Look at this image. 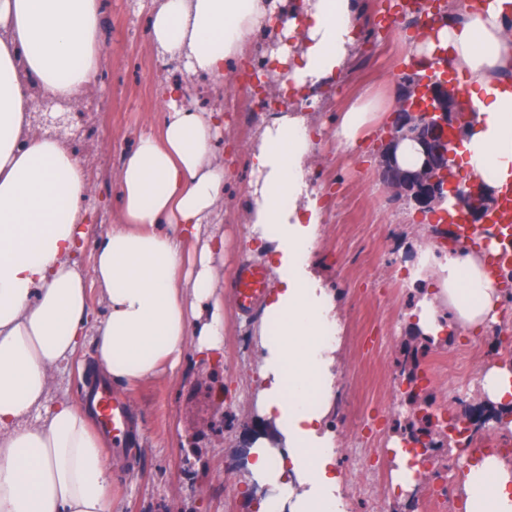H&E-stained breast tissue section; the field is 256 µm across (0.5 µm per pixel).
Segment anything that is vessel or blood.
<instances>
[{"mask_svg": "<svg viewBox=\"0 0 512 512\" xmlns=\"http://www.w3.org/2000/svg\"><path fill=\"white\" fill-rule=\"evenodd\" d=\"M448 235L462 250L483 252L492 275L512 268V183L503 188L497 209L488 215L486 223L453 224L448 228ZM228 286L236 305L245 312L251 311L266 291L262 269L250 263L237 268ZM92 405L113 441L122 442L130 420L126 400L104 386L95 390Z\"/></svg>", "mask_w": 512, "mask_h": 512, "instance_id": "vessel-or-blood-1", "label": "vessel or blood"}]
</instances>
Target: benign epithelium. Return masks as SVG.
<instances>
[{
	"instance_id": "1",
	"label": "benign epithelium",
	"mask_w": 512,
	"mask_h": 512,
	"mask_svg": "<svg viewBox=\"0 0 512 512\" xmlns=\"http://www.w3.org/2000/svg\"><path fill=\"white\" fill-rule=\"evenodd\" d=\"M405 84L413 87V80L408 77ZM459 112L458 90L442 82L413 87L410 94L398 100L381 168L392 166L391 150L402 135L420 144L423 161L418 169L399 170L395 178L387 181L394 198H404L422 211L434 208L441 197V185L448 179L449 147L460 135ZM459 201L471 224L483 221L492 203L483 188L461 194Z\"/></svg>"
}]
</instances>
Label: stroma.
<instances>
[{
	"instance_id": "stroma-1",
	"label": "stroma",
	"mask_w": 512,
	"mask_h": 512,
	"mask_svg": "<svg viewBox=\"0 0 512 512\" xmlns=\"http://www.w3.org/2000/svg\"><path fill=\"white\" fill-rule=\"evenodd\" d=\"M105 45L90 95L92 106L68 108L55 135L72 148L92 193L89 233L74 258L89 269L97 240L120 223L117 175L136 137L158 128L159 88L173 80L190 88L191 106L223 112L226 127L216 159L230 175L212 218L224 236L214 261L221 283L239 264L258 263L247 240L245 203L252 179L250 149L267 113L256 106L239 74L222 83L173 70L158 57L148 30L144 0H103ZM358 49L345 74L315 91L311 114L314 151L307 177L323 201V221L313 249L316 270L339 299L338 392L328 416L336 439V471L345 512H436L431 487L419 477L395 481L392 437L425 432V414L451 407L461 377L481 383L486 355L497 347L489 330L469 333L449 325L448 341L416 342L407 323L416 300L409 283L424 259V232L436 213L421 214L391 200L380 174V152L403 78L416 75L407 46L422 20L442 21L448 0L423 13H398L394 0H363ZM375 101L377 114L355 148L336 145L340 115L358 98ZM261 313L246 316L224 298V347L203 361L185 357L191 374H165L123 388L136 425L124 456L112 460V512H248L239 475L242 450L259 419L256 406L255 327ZM469 351L467 369L457 362ZM92 345H85L54 378L56 398L82 405L94 381Z\"/></svg>"
}]
</instances>
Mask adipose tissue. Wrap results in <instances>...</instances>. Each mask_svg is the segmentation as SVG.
<instances>
[{
	"label": "adipose tissue",
	"mask_w": 512,
	"mask_h": 512,
	"mask_svg": "<svg viewBox=\"0 0 512 512\" xmlns=\"http://www.w3.org/2000/svg\"><path fill=\"white\" fill-rule=\"evenodd\" d=\"M360 0H153L157 52L193 74L223 77L277 29L263 55L281 85L337 79L357 46ZM102 0H0V512H112L105 440L85 409L50 396L52 378L85 340L104 378L133 386L177 366L186 349L221 351L224 291L200 242L224 192L213 161L224 123L166 87L158 130L140 135L119 170L122 224L97 243L89 273L72 252L85 231L86 173L71 149L31 124L24 74L58 103L80 98L101 66ZM463 75L474 106L458 154L468 181H512V0L451 11L408 54L434 47ZM307 118L289 107L251 146L248 237L269 259L274 289L257 331L262 425L246 450L243 489L268 486L257 512H343L336 441L326 417L336 392L333 294L312 275L322 208L307 179ZM106 302L92 320L88 282ZM411 328L439 338L444 318L469 329L501 303L480 253H445L414 274ZM468 512H512V468L490 457L468 474Z\"/></svg>",
	"instance_id": "adipose-tissue-1"
}]
</instances>
